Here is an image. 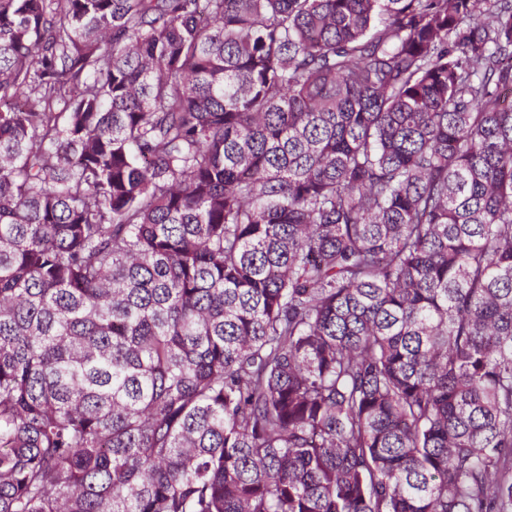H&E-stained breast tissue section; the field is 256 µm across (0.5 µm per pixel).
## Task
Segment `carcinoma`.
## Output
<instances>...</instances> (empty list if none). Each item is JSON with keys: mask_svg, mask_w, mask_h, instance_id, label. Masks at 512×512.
<instances>
[{"mask_svg": "<svg viewBox=\"0 0 512 512\" xmlns=\"http://www.w3.org/2000/svg\"><path fill=\"white\" fill-rule=\"evenodd\" d=\"M512 0H0V512H512Z\"/></svg>", "mask_w": 512, "mask_h": 512, "instance_id": "carcinoma-1", "label": "carcinoma"}]
</instances>
